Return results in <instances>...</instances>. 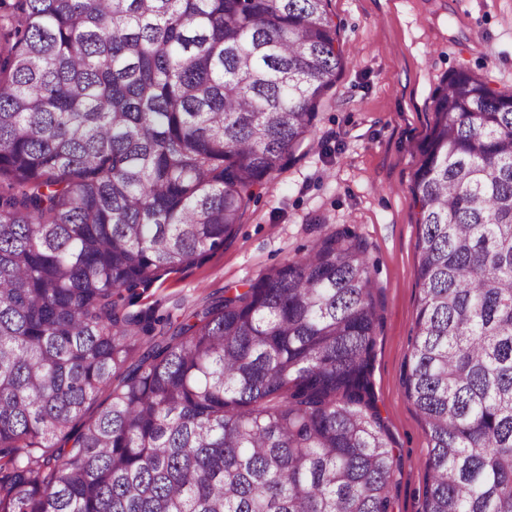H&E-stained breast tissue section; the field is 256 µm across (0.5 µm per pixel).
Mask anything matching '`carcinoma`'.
I'll list each match as a JSON object with an SVG mask.
<instances>
[{
	"label": "carcinoma",
	"mask_w": 512,
	"mask_h": 512,
	"mask_svg": "<svg viewBox=\"0 0 512 512\" xmlns=\"http://www.w3.org/2000/svg\"><path fill=\"white\" fill-rule=\"evenodd\" d=\"M344 64L330 0H0V512H390L358 236L169 336L128 311L224 247ZM431 112L423 512H512V94L459 70Z\"/></svg>",
	"instance_id": "cac0c4a2"
}]
</instances>
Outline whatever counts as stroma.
<instances>
[{
	"label": "stroma",
	"mask_w": 512,
	"mask_h": 512,
	"mask_svg": "<svg viewBox=\"0 0 512 512\" xmlns=\"http://www.w3.org/2000/svg\"><path fill=\"white\" fill-rule=\"evenodd\" d=\"M345 67L293 160L261 187L231 240L145 290L133 312L180 319L225 288L302 256L347 228L375 269L381 324L372 380L397 457L394 512H422L430 443L403 371L418 306L411 180L428 107L449 74L468 70L512 92V0H331Z\"/></svg>",
	"instance_id": "obj_1"
}]
</instances>
